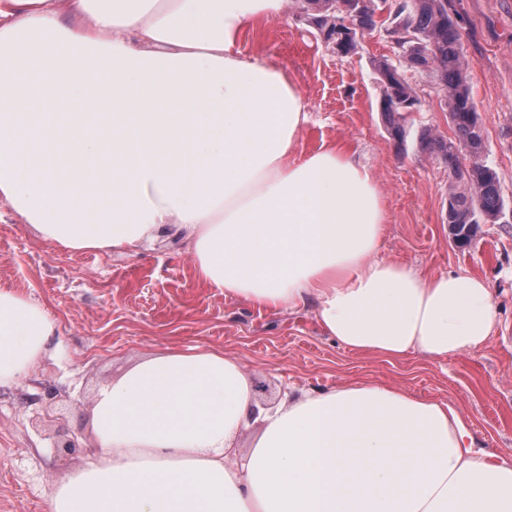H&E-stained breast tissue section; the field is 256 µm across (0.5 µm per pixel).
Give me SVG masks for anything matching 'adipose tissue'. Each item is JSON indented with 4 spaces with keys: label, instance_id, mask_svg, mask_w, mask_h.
Listing matches in <instances>:
<instances>
[{
    "label": "adipose tissue",
    "instance_id": "ef3b65f1",
    "mask_svg": "<svg viewBox=\"0 0 512 512\" xmlns=\"http://www.w3.org/2000/svg\"><path fill=\"white\" fill-rule=\"evenodd\" d=\"M283 5L0 0V201L72 250L182 240L210 287L261 309L313 304L352 352L480 348L489 283L379 258L381 197L348 146L292 157L303 96L237 48ZM58 334L43 305L1 288L0 389ZM91 430L92 458L48 512H512V459L474 450L454 406L381 384L264 405L216 350L149 355L100 384Z\"/></svg>",
    "mask_w": 512,
    "mask_h": 512
}]
</instances>
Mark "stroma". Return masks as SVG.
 <instances>
[{
    "label": "stroma",
    "mask_w": 512,
    "mask_h": 512,
    "mask_svg": "<svg viewBox=\"0 0 512 512\" xmlns=\"http://www.w3.org/2000/svg\"><path fill=\"white\" fill-rule=\"evenodd\" d=\"M242 35L238 49L289 76L306 101L310 124L293 148L300 158L321 144L356 151L376 178L385 230L379 255L425 274L462 272L486 279L496 326L481 348L441 363L414 354L399 363L359 355L329 339L312 306L260 310L200 282L185 245L167 240L136 252L71 250L49 243L0 204V289L44 305L59 321L58 353L10 390H0V512H46L56 482L83 465L92 443L95 386L141 358L201 347L240 357L262 401L281 383L321 387L383 384L444 401L469 420L479 451L512 457V0H454L463 29L471 95L486 160L498 173L507 214L482 225L465 246L448 235V170L415 141L398 149L379 110L373 59L393 53L384 28L365 33L357 53L340 56L300 9ZM422 105L416 127L453 137L436 85L408 72ZM57 391L42 397L44 387ZM81 452L57 456L58 433Z\"/></svg>",
    "instance_id": "1"
}]
</instances>
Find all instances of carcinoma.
<instances>
[{
  "mask_svg": "<svg viewBox=\"0 0 512 512\" xmlns=\"http://www.w3.org/2000/svg\"><path fill=\"white\" fill-rule=\"evenodd\" d=\"M310 2L312 7L306 15L320 31L334 29L344 20L341 0ZM390 5L387 21L395 58L373 60L377 80L393 68L398 75L395 84L386 88L389 103L381 109L385 129L397 144H404L410 133L407 117L421 105L406 71L428 73L446 101L448 124L455 138L447 140L427 127L418 133V143L448 167V231L465 245L478 234L481 225L501 221L505 207L498 174L483 154V129L468 84L462 28L452 0H392ZM382 9L379 0H363L356 17L361 32L376 27V15ZM464 148L470 154L467 166L460 160Z\"/></svg>",
  "mask_w": 512,
  "mask_h": 512,
  "instance_id": "1",
  "label": "carcinoma"
}]
</instances>
